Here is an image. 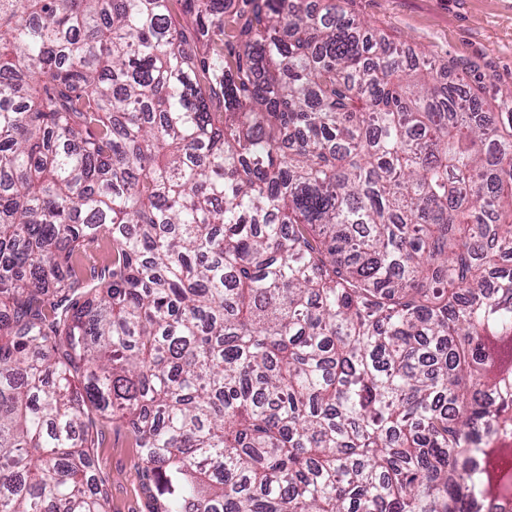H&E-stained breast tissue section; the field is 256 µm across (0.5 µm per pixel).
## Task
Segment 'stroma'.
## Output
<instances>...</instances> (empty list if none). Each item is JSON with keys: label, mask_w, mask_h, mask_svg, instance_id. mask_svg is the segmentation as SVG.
Listing matches in <instances>:
<instances>
[{"label": "stroma", "mask_w": 512, "mask_h": 512, "mask_svg": "<svg viewBox=\"0 0 512 512\" xmlns=\"http://www.w3.org/2000/svg\"><path fill=\"white\" fill-rule=\"evenodd\" d=\"M399 48L448 66V77L494 90L512 88V0H342ZM100 470L112 481V512H147L131 433L106 430Z\"/></svg>", "instance_id": "obj_1"}]
</instances>
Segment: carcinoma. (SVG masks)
<instances>
[{
  "instance_id": "obj_1",
  "label": "carcinoma",
  "mask_w": 512,
  "mask_h": 512,
  "mask_svg": "<svg viewBox=\"0 0 512 512\" xmlns=\"http://www.w3.org/2000/svg\"><path fill=\"white\" fill-rule=\"evenodd\" d=\"M321 2L0 0V512L512 499V89ZM100 448V470L112 481V512H148L142 473L131 433L124 427L106 430Z\"/></svg>"
}]
</instances>
